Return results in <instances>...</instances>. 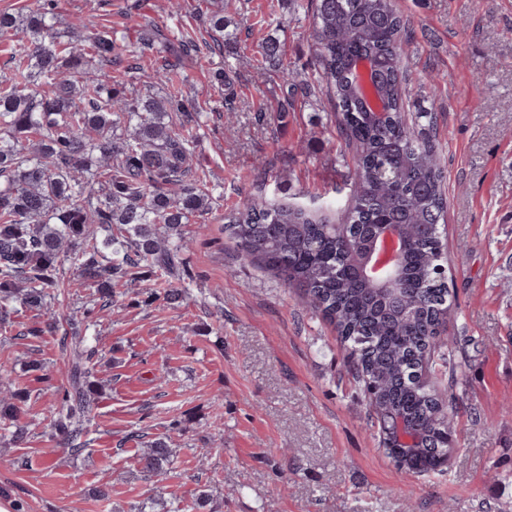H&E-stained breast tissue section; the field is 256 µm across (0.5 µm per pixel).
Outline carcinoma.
Returning a JSON list of instances; mask_svg holds the SVG:
<instances>
[{
    "mask_svg": "<svg viewBox=\"0 0 512 512\" xmlns=\"http://www.w3.org/2000/svg\"><path fill=\"white\" fill-rule=\"evenodd\" d=\"M311 11L314 81L278 68L285 98L326 89L336 128L354 162L353 175L335 186L345 194L343 221L331 222L298 205L262 197L224 216L240 261L270 272L299 290L310 308L334 325L347 346L346 371L373 395L365 374L390 403L412 415L440 444H454L456 408L451 349L440 342L450 303L438 279L444 244L440 224L446 197L437 150V117L412 119L405 102L439 75L413 79L404 59L407 20L394 0H306ZM215 53L224 43V2L207 16ZM0 35L12 37V73L0 78V329L11 324L14 305L46 309L64 290L60 272L68 261L80 283L95 289L99 309L128 294L151 274L166 288L151 300L173 305L192 278L183 252L185 224H200L213 210L206 176L193 164L195 134L203 114L183 95L160 96L136 88L184 80L182 66L150 71L126 59L125 38L110 29L62 30L54 0H35L26 13L0 11ZM143 44L168 48L155 25ZM360 54L383 65L382 90L392 116L379 125L352 92V61ZM397 221L406 225L405 291L399 306L413 316L384 312L357 277L354 256L364 248L361 225ZM70 350L67 386L50 426L58 444L79 456L91 443L90 414L101 386L89 366L93 351L78 333L60 338ZM431 344L427 386L402 377L412 350ZM448 382V397L437 382ZM19 389L0 400L8 444L26 442L20 423ZM173 449L146 442L141 472H167Z\"/></svg>",
    "mask_w": 512,
    "mask_h": 512,
    "instance_id": "1",
    "label": "carcinoma"
}]
</instances>
